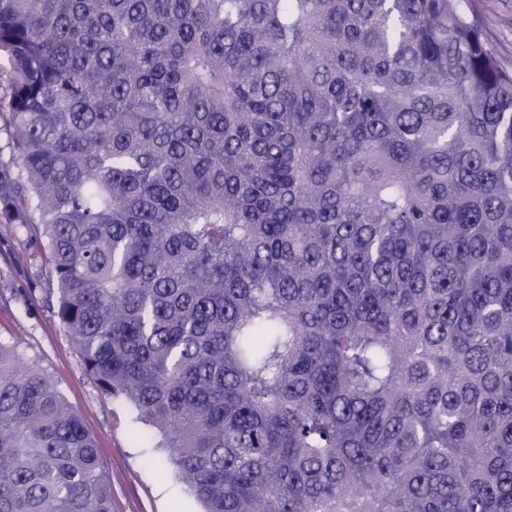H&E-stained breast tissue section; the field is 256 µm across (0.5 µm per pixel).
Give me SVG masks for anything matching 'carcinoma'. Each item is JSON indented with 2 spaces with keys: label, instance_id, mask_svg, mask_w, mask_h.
I'll use <instances>...</instances> for the list:
<instances>
[{
  "label": "carcinoma",
  "instance_id": "1",
  "mask_svg": "<svg viewBox=\"0 0 512 512\" xmlns=\"http://www.w3.org/2000/svg\"><path fill=\"white\" fill-rule=\"evenodd\" d=\"M0 223L203 512H512V70L464 0H0ZM0 512H112L0 344Z\"/></svg>",
  "mask_w": 512,
  "mask_h": 512
}]
</instances>
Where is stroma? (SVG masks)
<instances>
[{
    "instance_id": "35a3bbf8",
    "label": "stroma",
    "mask_w": 512,
    "mask_h": 512,
    "mask_svg": "<svg viewBox=\"0 0 512 512\" xmlns=\"http://www.w3.org/2000/svg\"><path fill=\"white\" fill-rule=\"evenodd\" d=\"M489 48L512 68V0H466ZM0 343L44 370L93 436L112 482V512H201L152 443L134 438L128 409L87 375L77 346L52 313L48 265L26 230L0 224Z\"/></svg>"
}]
</instances>
